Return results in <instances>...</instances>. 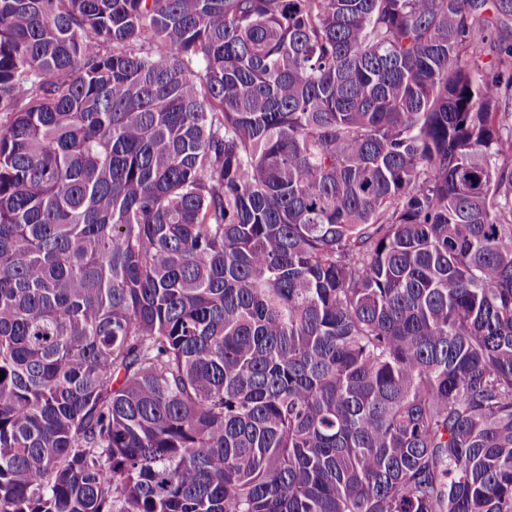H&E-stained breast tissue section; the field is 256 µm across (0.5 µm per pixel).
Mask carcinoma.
I'll list each match as a JSON object with an SVG mask.
<instances>
[{"instance_id":"carcinoma-1","label":"carcinoma","mask_w":512,"mask_h":512,"mask_svg":"<svg viewBox=\"0 0 512 512\" xmlns=\"http://www.w3.org/2000/svg\"><path fill=\"white\" fill-rule=\"evenodd\" d=\"M0 512H512V0H0Z\"/></svg>"}]
</instances>
